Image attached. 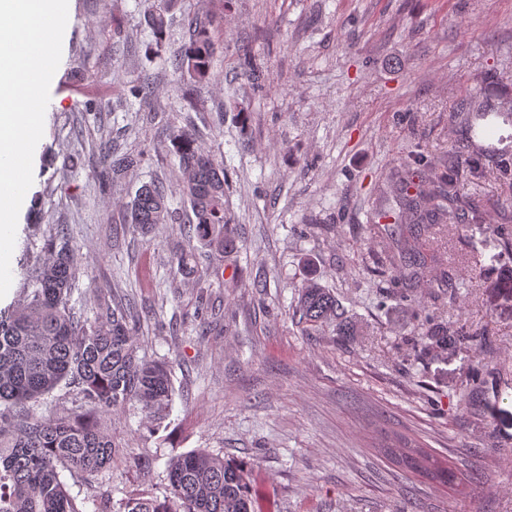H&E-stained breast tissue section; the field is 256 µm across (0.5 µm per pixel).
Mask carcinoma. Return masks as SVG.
Listing matches in <instances>:
<instances>
[{
  "label": "carcinoma",
  "instance_id": "obj_1",
  "mask_svg": "<svg viewBox=\"0 0 512 512\" xmlns=\"http://www.w3.org/2000/svg\"><path fill=\"white\" fill-rule=\"evenodd\" d=\"M173 0H158L147 15L155 52L165 48L167 18ZM210 22L195 18L188 23V40L171 58L177 80L205 82L212 74L216 53ZM169 152L178 160L179 180L190 204L193 237L202 247L219 254L230 245L232 228L224 207V165L184 131L170 138ZM142 154H123L113 160L112 172H126L141 162ZM398 199L400 222L429 234L443 224H479L480 206L460 193L455 162L423 172L410 158L400 160L395 180L387 187ZM128 223L144 235L161 224L176 222L163 187L142 184L126 205ZM415 242L401 243L399 260L411 274L431 265L454 297L456 283L448 258L435 250L430 263L413 259ZM81 262L75 252L52 239L46 244L27 287L13 304L0 308V512H83L67 489L65 477L75 482L92 479L112 468L120 456L129 467L143 471L152 459L122 455L121 445L104 430L101 421L130 404L140 410L143 425L154 433L172 408L175 388L165 361L138 355L136 324L123 303L101 301L94 317H78L70 301ZM176 275L195 273L189 255L171 259ZM424 313L425 346L445 349L448 328ZM299 320L317 324L334 320L339 334L349 335V321L334 295L310 278L301 289ZM64 387L78 406L73 414H29V407ZM386 457L399 469L448 487L465 488V477L447 460L418 445H387ZM167 486L162 494L136 488L114 504L109 493L90 496L94 512H258L251 493V469L194 449L167 461Z\"/></svg>",
  "mask_w": 512,
  "mask_h": 512
}]
</instances>
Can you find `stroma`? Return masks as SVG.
<instances>
[{
    "mask_svg": "<svg viewBox=\"0 0 512 512\" xmlns=\"http://www.w3.org/2000/svg\"><path fill=\"white\" fill-rule=\"evenodd\" d=\"M68 2L12 286L66 233L81 259L77 310L127 304L143 319L141 355L171 361L177 389L159 433L136 409L105 420L153 464L117 459L104 489L163 490L167 460L203 448L251 465L265 512H512V257L492 230L512 217V0H176L159 55L152 0ZM191 16L214 20L203 83L177 81L170 63ZM142 82L151 95H129ZM182 129L224 164L235 240L197 254L188 278L169 268L193 245L168 151ZM106 141L141 165L113 175ZM408 156L454 157L484 208L482 223L439 228L422 247L447 251L456 293L431 269L410 288L449 329L465 320L467 337L444 350H426L383 271L399 208L380 188ZM149 181L177 221L144 236L124 206ZM312 272L352 335L294 317ZM395 434L454 463L467 495L394 467L377 446Z\"/></svg>",
    "mask_w": 512,
    "mask_h": 512,
    "instance_id": "obj_1",
    "label": "stroma"
}]
</instances>
